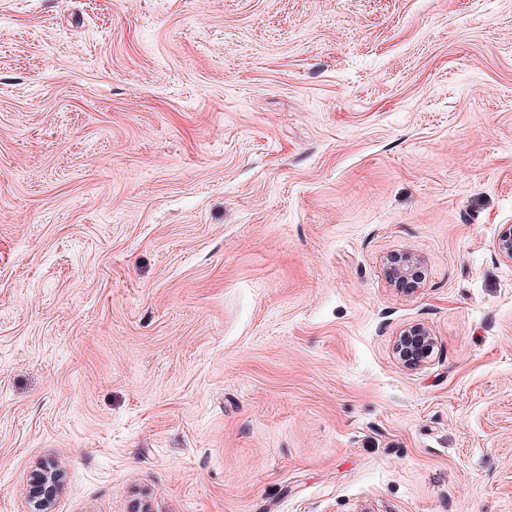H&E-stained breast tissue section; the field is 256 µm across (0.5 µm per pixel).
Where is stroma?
Instances as JSON below:
<instances>
[{"instance_id":"stroma-1","label":"stroma","mask_w":512,"mask_h":512,"mask_svg":"<svg viewBox=\"0 0 512 512\" xmlns=\"http://www.w3.org/2000/svg\"><path fill=\"white\" fill-rule=\"evenodd\" d=\"M510 225L512 0H0V512H512ZM390 270L393 278L399 284L406 285L409 289L419 288L421 274L416 258L408 253H399L391 256ZM434 341L430 331L423 324L416 323L400 334L395 344L399 360L408 367L420 366L432 354ZM64 470L56 463L42 461L30 472L26 512H54L64 485Z\"/></svg>"}]
</instances>
